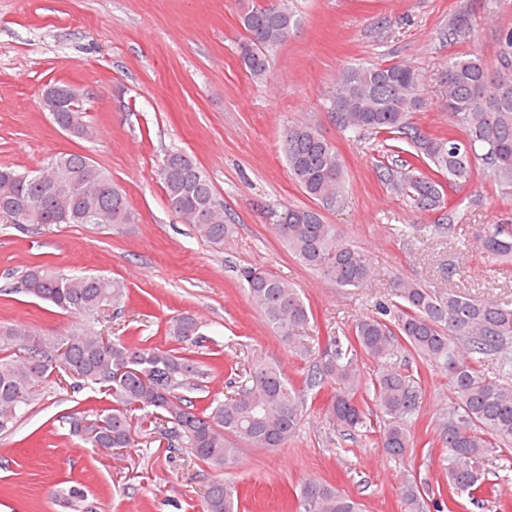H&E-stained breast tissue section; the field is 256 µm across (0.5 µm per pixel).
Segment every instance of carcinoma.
Instances as JSON below:
<instances>
[{"label": "carcinoma", "instance_id": "carcinoma-1", "mask_svg": "<svg viewBox=\"0 0 512 512\" xmlns=\"http://www.w3.org/2000/svg\"><path fill=\"white\" fill-rule=\"evenodd\" d=\"M243 37L239 58L256 80L270 75V52L282 44L297 24L286 7L251 3L239 15ZM470 30L468 13L454 15L448 35ZM448 111L466 137H437L412 122L426 108L424 83L405 63L377 66L348 64L341 70L338 96L331 100L336 124L357 136L382 134L407 142L419 161L432 164L428 173L401 159L383 166L384 180L395 193L420 211L445 208V187L467 185L475 162L487 165L497 182L512 187V31L502 36L493 62L477 55L448 62ZM495 99L488 107L484 98ZM52 121L69 136L88 140L91 127L82 112H52ZM288 173L301 191L322 204L336 203L345 192V171L336 147L309 123L289 125L280 139ZM157 176L170 209L193 225L207 241L222 245L235 225L227 223L224 204L193 159L181 151L166 154ZM288 223L275 225L277 235L302 266L346 290L370 277L369 256L339 240L336 225L328 224L313 206L283 207ZM0 217L40 230L61 224L110 226L133 224L125 192L112 177L79 152L59 153L33 170L0 166ZM478 249L489 262L512 264V225L486 224ZM241 277L248 297L268 327L296 356L308 358L313 347L301 334L312 310L299 288L274 274L246 268ZM25 294L75 316L110 311L124 313L129 290L120 279L97 274H63L41 265L21 278ZM393 306L378 304L379 315L358 320L346 337L335 340L314 362L309 386L331 384L324 404L327 420L342 437L368 427L369 414L360 395L363 383L372 387V402L380 414L381 447L402 458L414 448L407 420L419 408L421 391L407 368L398 362L403 352L417 355L448 376L456 394L442 421L439 457L451 493L473 500L483 492L484 465L512 447V295L480 300L454 288H431L419 281L394 282ZM201 322L192 314L173 317L166 335L178 343L201 338ZM62 356L64 369L74 373V386H95L110 397L112 407L89 415L76 412L67 424L84 444L105 451L131 448L132 413L141 426L164 436L173 455L215 470L238 462L241 446L281 448L297 432L303 402L300 390L282 367L262 358L241 368L243 381L224 399L213 397L200 409L189 393L205 376L201 362L174 348L146 346L120 336L104 340L86 329L64 336H45L21 326H0V431L13 427L49 378L47 363ZM365 356L377 369L370 379L361 375L357 360ZM495 358L498 373L484 365ZM403 512H442L441 502L429 503L417 481L400 488ZM242 493L230 481H213L205 493L202 512H239ZM296 512H361L360 503L323 479L300 485ZM63 507L95 512L73 486L62 493Z\"/></svg>", "mask_w": 512, "mask_h": 512}]
</instances>
